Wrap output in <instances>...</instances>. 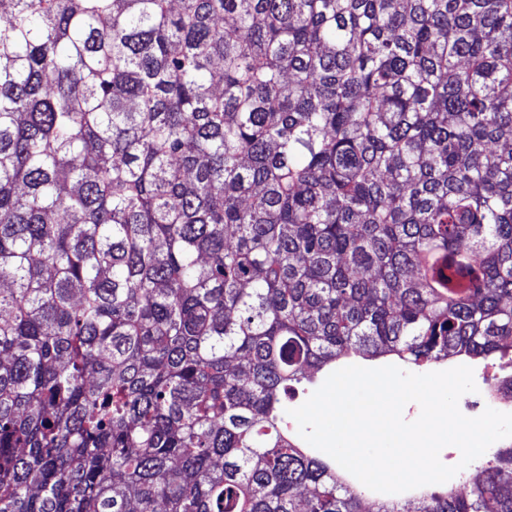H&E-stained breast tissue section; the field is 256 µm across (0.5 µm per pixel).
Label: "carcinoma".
Listing matches in <instances>:
<instances>
[{"label":"carcinoma","mask_w":512,"mask_h":512,"mask_svg":"<svg viewBox=\"0 0 512 512\" xmlns=\"http://www.w3.org/2000/svg\"><path fill=\"white\" fill-rule=\"evenodd\" d=\"M509 353L512 0H0V512H364L282 396Z\"/></svg>","instance_id":"cac0c4a2"}]
</instances>
